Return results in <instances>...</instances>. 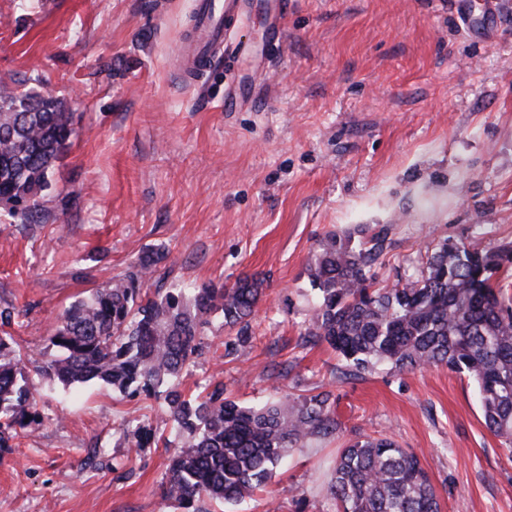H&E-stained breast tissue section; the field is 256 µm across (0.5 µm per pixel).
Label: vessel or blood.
<instances>
[{"label":"vessel or blood","mask_w":512,"mask_h":512,"mask_svg":"<svg viewBox=\"0 0 512 512\" xmlns=\"http://www.w3.org/2000/svg\"><path fill=\"white\" fill-rule=\"evenodd\" d=\"M248 7L247 0H195V23L186 39V65L190 72L197 74L205 71L211 61L221 54L235 59L250 54L249 44H231L227 41L231 21L245 13ZM268 9L270 22L267 39L271 42L282 41L288 0H271ZM246 101L257 107L263 106L264 90L260 84L238 85L232 94L225 97L224 107L229 110Z\"/></svg>","instance_id":"1"}]
</instances>
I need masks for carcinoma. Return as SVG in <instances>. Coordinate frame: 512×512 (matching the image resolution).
<instances>
[{"instance_id": "1", "label": "carcinoma", "mask_w": 512, "mask_h": 512, "mask_svg": "<svg viewBox=\"0 0 512 512\" xmlns=\"http://www.w3.org/2000/svg\"><path fill=\"white\" fill-rule=\"evenodd\" d=\"M72 133L73 113L61 99L0 86V201L13 220L42 222L40 199ZM383 248L378 235L321 241L309 263L317 309L305 338L327 343L354 374L383 362L466 374L479 389L485 427L512 451V306L496 279L512 265V249L444 242L420 278L378 288L371 268ZM168 260V251L149 250L124 276L75 301L49 337L54 353L25 361L65 388L97 381L163 397L174 435L165 441L174 453L163 497L192 512L201 501L240 504L268 485L291 450L336 433L332 393L245 406L224 396L221 381L198 395L180 390L178 378L206 349L209 317L221 314L235 332L224 338L226 355L250 343L263 288L254 275L230 288H148L150 274ZM13 344L10 333L0 336V448L39 418ZM123 432L131 448L154 439L137 418L125 420ZM329 494L336 512H441L419 456L388 435L341 449Z\"/></svg>"}]
</instances>
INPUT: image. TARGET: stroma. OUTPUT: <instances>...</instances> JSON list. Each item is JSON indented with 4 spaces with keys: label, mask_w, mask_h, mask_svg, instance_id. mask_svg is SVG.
Returning <instances> with one entry per match:
<instances>
[{
    "label": "stroma",
    "mask_w": 512,
    "mask_h": 512,
    "mask_svg": "<svg viewBox=\"0 0 512 512\" xmlns=\"http://www.w3.org/2000/svg\"><path fill=\"white\" fill-rule=\"evenodd\" d=\"M288 0L280 45L244 17L232 41L262 49V109H224L248 77L180 64L194 0H0V83L63 99L74 132L41 203L19 224L0 204V310L14 347L46 351L62 312L165 247L151 288L264 280L247 355L224 356L221 316L185 393L220 381L244 404L332 391L340 431L291 451L242 512H334L348 441L392 436L416 452L442 512H512V454L483 424L474 383L445 367L353 376L305 343L308 261L332 232L381 234L378 286L421 276L445 242L512 245V0ZM39 419L0 450V512H185L162 496L171 423L160 401L35 378ZM156 437L129 447L122 423ZM103 454H94V446Z\"/></svg>",
    "instance_id": "35a3bbf8"
}]
</instances>
